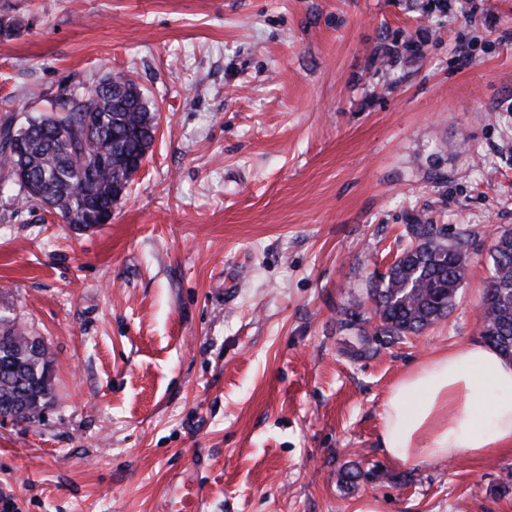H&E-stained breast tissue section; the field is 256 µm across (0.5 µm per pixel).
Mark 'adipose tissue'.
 Returning <instances> with one entry per match:
<instances>
[{"mask_svg":"<svg viewBox=\"0 0 512 512\" xmlns=\"http://www.w3.org/2000/svg\"><path fill=\"white\" fill-rule=\"evenodd\" d=\"M379 442L397 464L512 449V358L480 343L426 358L390 387Z\"/></svg>","mask_w":512,"mask_h":512,"instance_id":"ef3b65f1","label":"adipose tissue"}]
</instances>
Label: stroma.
I'll use <instances>...</instances> for the list:
<instances>
[{
    "label": "stroma",
    "mask_w": 512,
    "mask_h": 512,
    "mask_svg": "<svg viewBox=\"0 0 512 512\" xmlns=\"http://www.w3.org/2000/svg\"><path fill=\"white\" fill-rule=\"evenodd\" d=\"M0 0V121L123 72L160 120L112 221L0 182V318L53 398L0 425L8 512H512V451L393 463L383 402L480 341L491 237L512 229V0ZM417 58L371 68L393 31ZM469 236L451 315L354 355L339 322L411 215ZM359 471L346 482V471Z\"/></svg>",
    "instance_id": "35a3bbf8"
}]
</instances>
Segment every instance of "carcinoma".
<instances>
[{
    "label": "carcinoma",
    "instance_id": "obj_1",
    "mask_svg": "<svg viewBox=\"0 0 512 512\" xmlns=\"http://www.w3.org/2000/svg\"><path fill=\"white\" fill-rule=\"evenodd\" d=\"M422 15L448 14V0H411ZM432 37L426 29L411 37L401 31L374 54L371 66L391 71L420 54ZM158 123L141 87L125 73L112 74L89 93H70L62 111L28 119L25 129L0 124V170L18 185L23 198L39 202L48 193L54 211L69 224H85L117 203L119 189L129 186L155 140ZM414 242L402 251L389 275L371 277L366 298L380 321L379 333L391 341L416 334L445 318L464 280L468 237L451 242L425 215L411 218ZM493 274L482 299V338L512 358V230L495 236L490 247ZM29 337L8 321L0 325V403L20 402L28 411L43 408L53 396L47 357L27 353Z\"/></svg>",
    "mask_w": 512,
    "mask_h": 512
}]
</instances>
